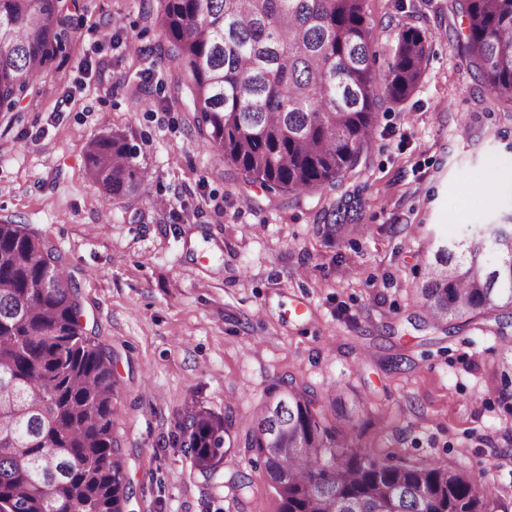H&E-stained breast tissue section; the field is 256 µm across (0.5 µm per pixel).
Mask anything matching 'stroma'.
<instances>
[{
    "label": "stroma",
    "instance_id": "stroma-1",
    "mask_svg": "<svg viewBox=\"0 0 512 512\" xmlns=\"http://www.w3.org/2000/svg\"><path fill=\"white\" fill-rule=\"evenodd\" d=\"M398 3L366 0L374 68L415 25L430 35L426 74L379 108L354 174L309 195L245 184L204 146L188 98L163 87L170 71L143 17L158 0H78L70 45L0 113V219L60 251L84 330L112 357L125 512H279L241 449L209 478L178 438L187 415L220 417L231 402L249 416L282 380L363 396L353 434L371 454L462 467L512 498V413L490 390L495 323L433 326L416 295L439 242L512 214V107L480 93L448 0H415L414 13ZM115 130L138 145L150 195L106 206L84 149ZM491 173L492 208L471 190ZM347 191L368 231L339 241L324 216ZM237 470L252 478L241 498L223 484Z\"/></svg>",
    "mask_w": 512,
    "mask_h": 512
}]
</instances>
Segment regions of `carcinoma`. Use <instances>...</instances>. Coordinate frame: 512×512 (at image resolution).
Listing matches in <instances>:
<instances>
[{"mask_svg": "<svg viewBox=\"0 0 512 512\" xmlns=\"http://www.w3.org/2000/svg\"><path fill=\"white\" fill-rule=\"evenodd\" d=\"M153 49L179 70L200 114L199 134L250 184L314 193L360 163L376 107L420 85L429 37L401 31L387 70L366 0H161ZM64 0H0V112L24 94L71 38ZM463 38L483 87L512 103V0H465ZM138 145L122 131L89 141L87 175L104 201L145 195ZM361 200L344 194L326 215L338 240L363 231ZM422 311L433 322L467 326L512 310V214L469 224L423 261ZM76 286L60 256L22 224L0 223V512H124L130 492L112 459L118 391L112 360L85 335ZM492 391L512 413V359ZM362 398L342 403L332 386L316 400L277 384L231 435L224 418L187 416L182 445L212 475L230 448L263 463L281 512H509L495 482L433 461L394 463L354 442ZM249 474L227 488L244 495Z\"/></svg>", "mask_w": 512, "mask_h": 512, "instance_id": "obj_1", "label": "carcinoma"}]
</instances>
